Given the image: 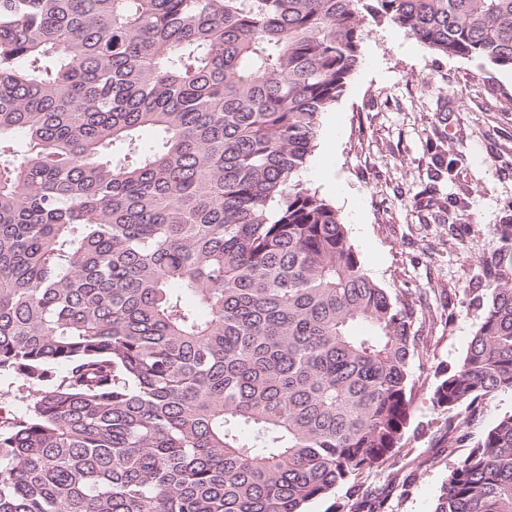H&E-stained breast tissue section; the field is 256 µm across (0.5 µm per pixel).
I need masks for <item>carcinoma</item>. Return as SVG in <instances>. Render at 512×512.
<instances>
[{
  "mask_svg": "<svg viewBox=\"0 0 512 512\" xmlns=\"http://www.w3.org/2000/svg\"><path fill=\"white\" fill-rule=\"evenodd\" d=\"M369 18L512 69V0H0V512H305L395 466L412 321L301 180ZM487 276L439 408L512 392ZM435 512H512V414Z\"/></svg>",
  "mask_w": 512,
  "mask_h": 512,
  "instance_id": "obj_1",
  "label": "carcinoma"
}]
</instances>
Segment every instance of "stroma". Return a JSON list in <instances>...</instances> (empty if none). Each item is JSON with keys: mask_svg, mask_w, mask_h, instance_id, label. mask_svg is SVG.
Wrapping results in <instances>:
<instances>
[{"mask_svg": "<svg viewBox=\"0 0 512 512\" xmlns=\"http://www.w3.org/2000/svg\"><path fill=\"white\" fill-rule=\"evenodd\" d=\"M331 173H323L322 161ZM338 189H329L328 179ZM332 203L365 272L404 302L418 346L410 362V420L397 476L373 469L357 496L339 486L308 512H434L448 472L499 417L512 392L478 411L446 415L434 387L463 359L480 321L485 269L512 274V70L446 56L396 25L368 23L362 62L323 114L318 148L301 175ZM464 437L449 443L447 418Z\"/></svg>", "mask_w": 512, "mask_h": 512, "instance_id": "35a3bbf8", "label": "stroma"}]
</instances>
